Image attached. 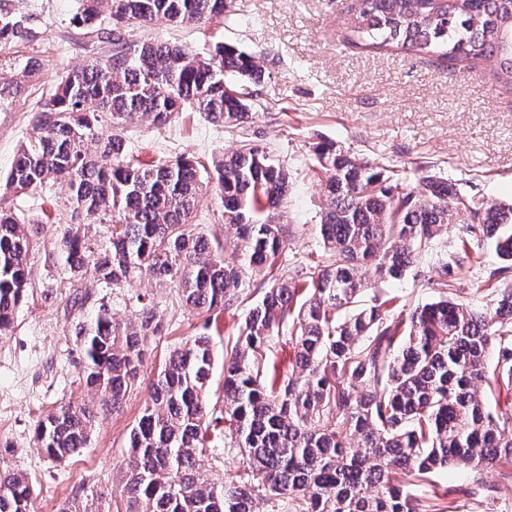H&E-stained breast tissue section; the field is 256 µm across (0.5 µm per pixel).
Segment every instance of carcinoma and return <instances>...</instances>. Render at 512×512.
Instances as JSON below:
<instances>
[{"label": "carcinoma", "instance_id": "carcinoma-1", "mask_svg": "<svg viewBox=\"0 0 512 512\" xmlns=\"http://www.w3.org/2000/svg\"><path fill=\"white\" fill-rule=\"evenodd\" d=\"M128 14L132 25L158 20L204 24L224 14L225 0H81L77 22L109 46L117 27L99 19ZM350 36L369 49L397 48L489 75L512 91V0H350ZM32 29L0 14V44L28 41ZM259 85L260 58L219 46L201 56L176 42H134L66 73L40 111L5 178L18 194L60 182L73 211L109 224L105 246L82 225L57 244L76 277L91 273L112 287L147 270L178 285L186 304L230 309L248 272L275 266L286 227L271 220L288 192V170L249 140L212 162L225 229L240 244L228 265L222 245L189 230L203 181L201 162L179 156L145 163L127 157L124 129L140 117L161 128L189 107L213 124L241 129L249 100L226 92L227 77ZM326 180L319 224L325 257L259 283L234 343L224 349L222 407L209 408L214 367L211 338L176 347L150 386L131 432L124 490L116 512H242L243 502L272 503L270 512H436L430 476L465 468L471 487L456 493L492 497L483 473L512 482V418L481 399L483 384H512V205L463 194L435 175L396 191L389 176L332 144L315 147ZM469 213L451 261L432 278L418 266L430 243ZM491 246L501 265L475 307L448 297L470 259L471 240ZM31 234L0 208V334L13 325L27 285ZM412 271L438 298L407 312L399 298L373 288ZM164 329L150 302L137 296L135 318L119 321L102 304L81 329L86 386L101 405L122 407L134 387L148 337ZM288 331L299 372L266 382L259 357ZM97 412L68 402L42 417L37 445L61 463L84 447ZM229 434L242 466L221 486L197 462L204 431ZM27 477L0 473V512H29Z\"/></svg>", "mask_w": 512, "mask_h": 512}]
</instances>
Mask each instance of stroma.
<instances>
[{
    "mask_svg": "<svg viewBox=\"0 0 512 512\" xmlns=\"http://www.w3.org/2000/svg\"><path fill=\"white\" fill-rule=\"evenodd\" d=\"M346 0H226L223 17L173 28L158 22L129 30L128 39L163 38L201 53L226 45L261 56L267 77L251 88L254 116L243 131L208 122L200 113L181 112L157 128L142 119L125 133L131 155L153 162L176 155L207 161L248 138L261 144L287 168L290 187L276 214L287 225L288 245L279 265L290 268L321 258L316 234L326 203L313 150L331 143L371 164L404 172L408 182L422 174L450 180L464 193L512 202V92L500 89L486 70L450 68L439 60L401 50H370L351 41ZM0 11L27 19L31 41L0 48V177L32 132L41 106L60 76L106 54L107 49L75 21L78 0H0ZM35 75L21 78L27 61ZM25 222L35 240L28 264L29 284L11 332L0 335V471H18L32 483L31 512H60L68 503L110 512L122 492L131 429L149 396V387L170 352L204 334L215 344L208 400L222 396L224 346L257 296L241 291V305L206 312L181 298L175 284L142 273L118 288L92 276L75 278L57 257L66 227L82 223L61 185H45L20 196L0 197ZM51 223H42L44 213ZM472 257L452 293L457 301L481 304L477 289L498 267L495 253L472 244ZM152 300L164 330L149 337L139 380L119 412L99 415L85 448L57 464L34 444L38 419L72 398L98 407L96 394L83 387L85 356L76 336L79 322L99 305L116 319L135 314L137 296ZM297 369V353L280 335L260 360L264 379H282ZM496 492L490 499L459 496L470 476L450 469L433 477L443 496L439 512H512V483L496 470L484 474Z\"/></svg>",
    "mask_w": 512,
    "mask_h": 512,
    "instance_id": "stroma-1",
    "label": "stroma"
}]
</instances>
